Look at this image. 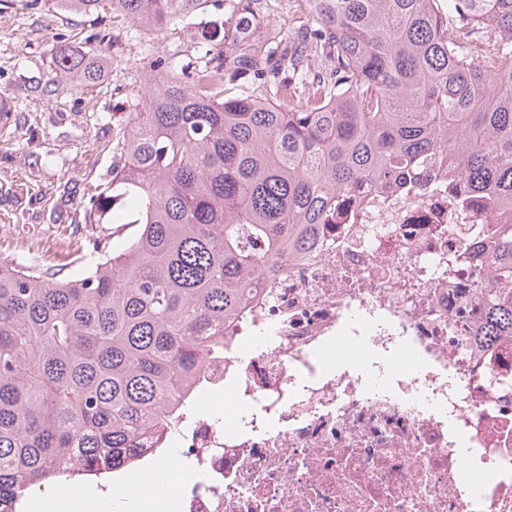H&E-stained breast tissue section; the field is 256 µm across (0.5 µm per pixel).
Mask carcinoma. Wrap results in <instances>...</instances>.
I'll return each instance as SVG.
<instances>
[{"label":"carcinoma","mask_w":512,"mask_h":512,"mask_svg":"<svg viewBox=\"0 0 512 512\" xmlns=\"http://www.w3.org/2000/svg\"><path fill=\"white\" fill-rule=\"evenodd\" d=\"M222 0H55L105 8L163 32ZM314 24L261 52L199 57L188 86L158 55L123 162L84 203L101 224L129 200L122 245L93 239L54 280L0 261V512L34 489L76 491L130 475L143 445L224 359V324L246 319L262 279L303 257L343 196L448 173L496 222L473 335L512 338V0H306ZM204 22L197 41H224ZM313 58L322 63L314 72ZM104 57L56 51L58 71L96 84ZM240 73L249 95L224 96Z\"/></svg>","instance_id":"cac0c4a2"}]
</instances>
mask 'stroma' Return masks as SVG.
<instances>
[{
	"label": "stroma",
	"mask_w": 512,
	"mask_h": 512,
	"mask_svg": "<svg viewBox=\"0 0 512 512\" xmlns=\"http://www.w3.org/2000/svg\"><path fill=\"white\" fill-rule=\"evenodd\" d=\"M216 16L227 52L272 44L311 22L303 0H259L248 19L236 0H226ZM102 30L104 45L94 38ZM62 45L100 48V82L86 86L56 71ZM151 51L180 63L199 53L189 29L161 37L108 12L66 14L52 0H0V100L12 101L18 115L0 132V258L36 260L64 278L69 250L92 237L117 244L130 235L121 224L83 223V202L88 189L110 180L117 134L143 109L142 62Z\"/></svg>",
	"instance_id": "stroma-1"
}]
</instances>
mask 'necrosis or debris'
<instances>
[{"instance_id": "necrosis-or-debris-1", "label": "necrosis or debris", "mask_w": 512, "mask_h": 512, "mask_svg": "<svg viewBox=\"0 0 512 512\" xmlns=\"http://www.w3.org/2000/svg\"><path fill=\"white\" fill-rule=\"evenodd\" d=\"M484 204L428 187L346 197L319 242L230 324L167 431L174 512H512V339L477 349Z\"/></svg>"}]
</instances>
